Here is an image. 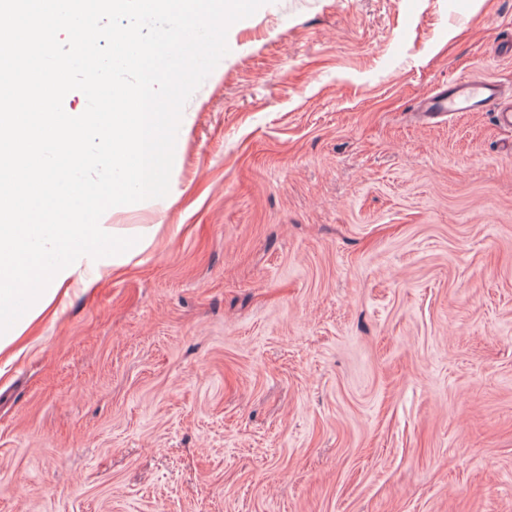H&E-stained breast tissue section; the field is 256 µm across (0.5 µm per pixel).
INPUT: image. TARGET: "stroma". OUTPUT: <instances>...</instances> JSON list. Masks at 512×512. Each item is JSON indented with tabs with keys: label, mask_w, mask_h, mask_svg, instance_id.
Listing matches in <instances>:
<instances>
[{
	"label": "stroma",
	"mask_w": 512,
	"mask_h": 512,
	"mask_svg": "<svg viewBox=\"0 0 512 512\" xmlns=\"http://www.w3.org/2000/svg\"><path fill=\"white\" fill-rule=\"evenodd\" d=\"M227 42L168 194L0 368V512H512V130L424 115L512 100V0H268ZM501 95L500 86L496 81H491L484 76H471L457 82L448 90L434 92L430 97V106L425 112L434 115H448L450 112H469L475 103H481L485 107L495 109Z\"/></svg>",
	"instance_id": "stroma-1"
}]
</instances>
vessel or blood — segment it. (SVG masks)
I'll list each match as a JSON object with an SVG mask.
<instances>
[{"label": "vessel or blood", "mask_w": 512, "mask_h": 512, "mask_svg": "<svg viewBox=\"0 0 512 512\" xmlns=\"http://www.w3.org/2000/svg\"><path fill=\"white\" fill-rule=\"evenodd\" d=\"M501 95L497 82L475 75L457 82L446 90L433 93L428 111L430 115H442L450 112L471 111L474 104H482L495 110L498 122L512 128V107L499 108Z\"/></svg>", "instance_id": "obj_1"}]
</instances>
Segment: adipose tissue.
Returning <instances> with one entry per match:
<instances>
[{"label": "adipose tissue", "mask_w": 512, "mask_h": 512, "mask_svg": "<svg viewBox=\"0 0 512 512\" xmlns=\"http://www.w3.org/2000/svg\"><path fill=\"white\" fill-rule=\"evenodd\" d=\"M57 118L53 126L43 121L32 125L20 116L13 123L23 133L15 153L0 151V198L15 209L49 217L45 223L0 222V307L16 298L31 303L22 319L0 310V328L8 330L0 335V358L11 356L13 345L28 338L39 318L56 313L69 295L78 258L104 230L97 222L98 201L88 197L77 207L68 194L69 188L80 187L93 163L85 127H98L109 143L112 185L119 195L137 192L145 176H161L155 153L161 130L157 113L61 112ZM60 251L72 253L74 264H51L50 255Z\"/></svg>", "instance_id": "obj_1"}]
</instances>
